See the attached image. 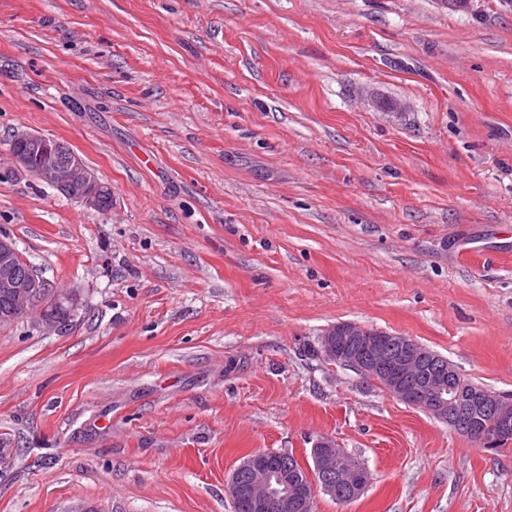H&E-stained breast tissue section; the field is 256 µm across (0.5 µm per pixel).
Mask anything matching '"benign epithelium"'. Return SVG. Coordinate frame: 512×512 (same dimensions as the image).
Masks as SVG:
<instances>
[{
    "label": "benign epithelium",
    "mask_w": 512,
    "mask_h": 512,
    "mask_svg": "<svg viewBox=\"0 0 512 512\" xmlns=\"http://www.w3.org/2000/svg\"><path fill=\"white\" fill-rule=\"evenodd\" d=\"M29 141L39 142L35 158L25 150ZM63 152L61 142L20 130L9 144V165L3 169V174L26 172L90 209L108 211L105 192L93 170L74 152L66 161H59L58 155ZM18 257L20 253L14 243L0 238V293L11 296L14 303L10 313L0 315V326L32 318L46 332L60 330L65 318L57 316L50 307L61 304L68 316H75L81 306L79 291L52 292L49 283L35 275L28 280L18 279L13 273ZM320 353L326 360L348 367L365 378L383 376L389 382L386 390L391 395L437 419H444L448 406L456 401L457 393L451 381L423 371L424 347L407 336L342 322L331 326L321 336ZM499 402L502 409L498 415L499 430L492 437L495 444L512 436V403L502 398ZM312 452L318 471L334 480L303 485L258 452L244 457L238 465V469L248 473L245 485L238 483L237 473L230 476L226 484L230 498H241L250 512H312L316 493L322 491L334 496L338 484L347 487L354 499L361 495L370 481V474L359 467L355 458L338 452L336 442L329 437L319 439Z\"/></svg>",
    "instance_id": "benign-epithelium-1"
}]
</instances>
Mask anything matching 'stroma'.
Returning <instances> with one entry per match:
<instances>
[{
    "mask_svg": "<svg viewBox=\"0 0 512 512\" xmlns=\"http://www.w3.org/2000/svg\"><path fill=\"white\" fill-rule=\"evenodd\" d=\"M57 139L112 189L0 176V237L68 326L0 327V512H234L243 456L333 438L315 512H512V442L314 351L410 337L512 399V0H0V161Z\"/></svg>",
    "mask_w": 512,
    "mask_h": 512,
    "instance_id": "1",
    "label": "stroma"
}]
</instances>
